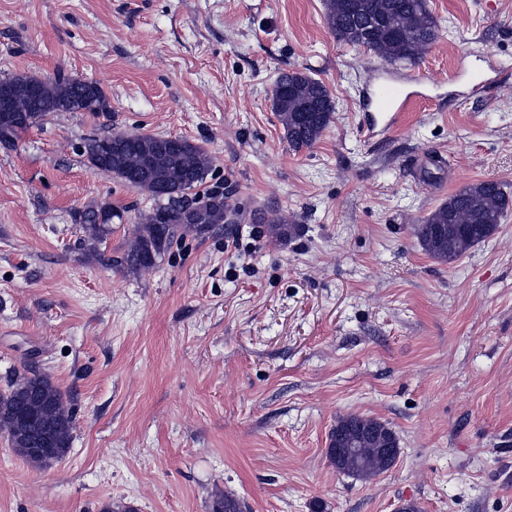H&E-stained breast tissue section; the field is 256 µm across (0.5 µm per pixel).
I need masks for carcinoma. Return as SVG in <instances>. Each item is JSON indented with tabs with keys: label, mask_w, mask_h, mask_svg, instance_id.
Masks as SVG:
<instances>
[{
	"label": "carcinoma",
	"mask_w": 512,
	"mask_h": 512,
	"mask_svg": "<svg viewBox=\"0 0 512 512\" xmlns=\"http://www.w3.org/2000/svg\"><path fill=\"white\" fill-rule=\"evenodd\" d=\"M324 5L325 24L337 42L362 47L390 63L415 62L439 39L428 0H324ZM28 83L38 85L39 93L35 98L24 93L13 95L11 106L18 118L8 124L0 122V143L38 125L51 112L109 111L108 101L97 84L85 89L80 80L61 75L53 80L16 75L1 80L0 87ZM273 110L290 150L298 153L311 148L330 126L334 97L321 80L303 72L287 71L278 77ZM83 154L92 169L112 174L148 193L154 201L151 209L140 215L127 251L119 257L96 253L105 266H150L178 230L204 234L216 224L228 223V215L235 213L222 190L191 195L204 183L210 158L202 146L187 139L115 133L87 140ZM507 206L508 197L501 182H472L449 195L448 200L414 225L413 233L428 255L451 264L495 233ZM112 217V209L107 207L89 206L79 212V223L89 232L93 245L102 244L110 236ZM259 222L270 225L279 239L287 238L293 230L271 212L261 214ZM31 403L42 406V416L34 432L28 434L19 429L17 414ZM357 427L382 433L391 447H399L396 433L387 424L348 415L339 418L332 428L327 455H335L340 439ZM74 429L71 400L35 368L13 375L6 388L0 390V431L7 433L11 448L30 465L41 468L62 459L70 448ZM336 469L367 479L387 470V466L383 458L368 451L344 458ZM211 512H241V504L234 496L220 493L212 500Z\"/></svg>",
	"instance_id": "obj_1"
}]
</instances>
